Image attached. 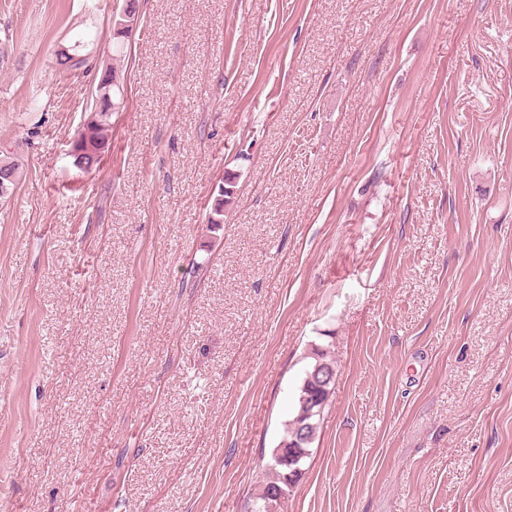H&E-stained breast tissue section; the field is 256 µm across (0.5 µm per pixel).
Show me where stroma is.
<instances>
[{
    "label": "stroma",
    "mask_w": 512,
    "mask_h": 512,
    "mask_svg": "<svg viewBox=\"0 0 512 512\" xmlns=\"http://www.w3.org/2000/svg\"><path fill=\"white\" fill-rule=\"evenodd\" d=\"M122 4L0 0V512H245L316 348L277 512H512V0ZM311 355L312 361L295 395L293 417L284 425L280 441L267 465V479L251 512H271L297 482L310 455L321 417L334 392L336 377L335 373L332 378H326L322 371L329 366L335 369L325 352L318 348ZM275 452L278 455L273 459Z\"/></svg>",
    "instance_id": "stroma-1"
}]
</instances>
